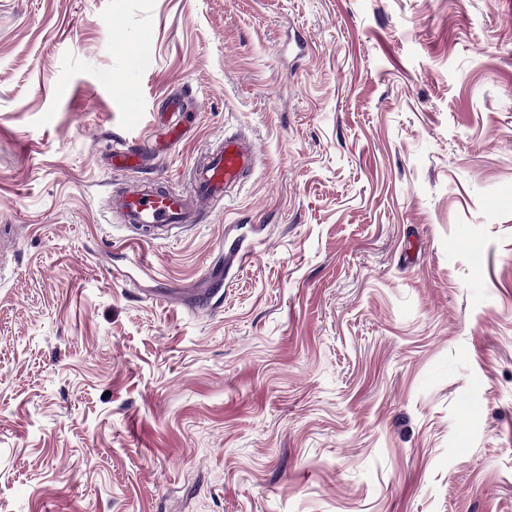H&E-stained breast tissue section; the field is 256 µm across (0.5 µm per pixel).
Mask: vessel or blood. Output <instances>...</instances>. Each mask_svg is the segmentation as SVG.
<instances>
[{"label":"vessel or blood","instance_id":"vessel-or-blood-1","mask_svg":"<svg viewBox=\"0 0 512 512\" xmlns=\"http://www.w3.org/2000/svg\"><path fill=\"white\" fill-rule=\"evenodd\" d=\"M251 143L230 135L223 145L202 155L192 166V188L188 191L160 185L153 180L136 181L111 203L112 213L122 223L135 226L141 241L168 235L184 224L196 223L201 207L223 200L255 165Z\"/></svg>","mask_w":512,"mask_h":512}]
</instances>
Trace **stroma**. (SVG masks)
<instances>
[{"label":"stroma","mask_w":512,"mask_h":512,"mask_svg":"<svg viewBox=\"0 0 512 512\" xmlns=\"http://www.w3.org/2000/svg\"><path fill=\"white\" fill-rule=\"evenodd\" d=\"M0 512H512V0H0ZM250 141L230 135L224 144L202 155L192 166L190 191L160 185L154 180L136 181L111 202V213L122 224L141 230L137 243L167 236L184 224H195L207 201L224 200L225 193L239 185L255 165Z\"/></svg>","instance_id":"1"}]
</instances>
